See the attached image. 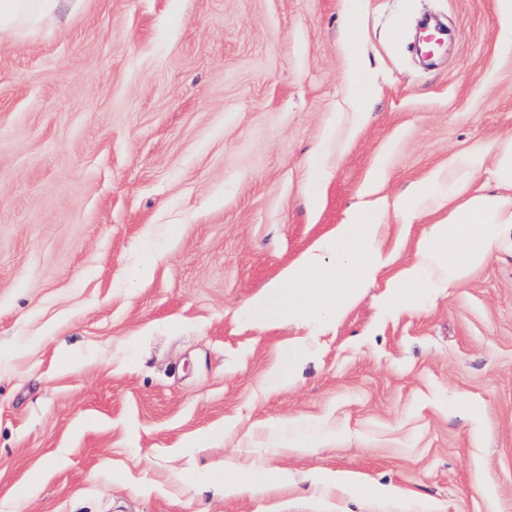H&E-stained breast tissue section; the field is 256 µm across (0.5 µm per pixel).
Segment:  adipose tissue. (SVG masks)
<instances>
[{
	"label": "adipose tissue",
	"mask_w": 512,
	"mask_h": 512,
	"mask_svg": "<svg viewBox=\"0 0 512 512\" xmlns=\"http://www.w3.org/2000/svg\"><path fill=\"white\" fill-rule=\"evenodd\" d=\"M62 0H0V32L34 26L55 16ZM483 151L456 157L448 169H438L414 191L396 202L397 210L414 221L449 206L445 220L430 225L418 240L415 258L394 268L395 257L385 248L387 227L376 210H353L266 289L247 304V320L265 327L284 323L328 328L361 296L364 288L384 280L382 305L395 314L416 307L436 289L462 282L471 271L500 253H512V138L499 142L492 170V189H470L469 175L482 167ZM468 200L452 206L453 197ZM394 275H387V268ZM212 485L224 496L247 488L268 490L288 484L285 474L267 470L243 473L232 466L215 474ZM324 494L349 497H394L392 489L367 483L350 474H333L315 483Z\"/></svg>",
	"instance_id": "obj_1"
}]
</instances>
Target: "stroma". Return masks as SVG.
<instances>
[{
	"instance_id": "stroma-1",
	"label": "stroma",
	"mask_w": 512,
	"mask_h": 512,
	"mask_svg": "<svg viewBox=\"0 0 512 512\" xmlns=\"http://www.w3.org/2000/svg\"><path fill=\"white\" fill-rule=\"evenodd\" d=\"M425 15L456 29L432 65ZM500 27L497 0H65L0 35V512H403L314 493L332 472L512 512V256L396 316L366 288L278 388L309 328L239 317L367 198L397 225L512 136ZM227 463L289 485L224 496ZM483 151L458 156L448 166V171L437 169L420 182L414 191L396 202L397 210L411 224L415 219L434 212L448 204L453 197L469 190V174L482 167ZM313 345L308 337H298L288 350V360L276 365L268 375L267 381L273 386H280L291 379L298 363L311 355Z\"/></svg>"
}]
</instances>
